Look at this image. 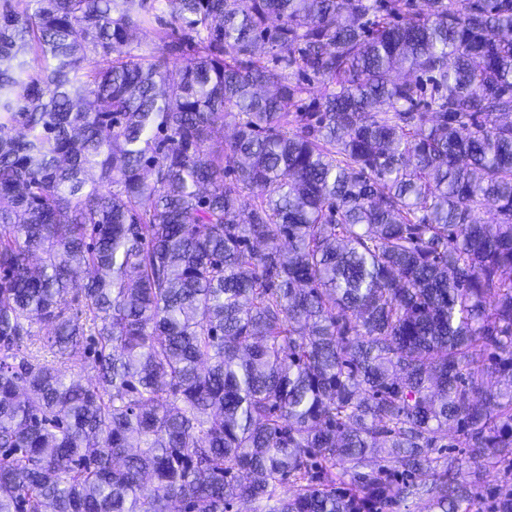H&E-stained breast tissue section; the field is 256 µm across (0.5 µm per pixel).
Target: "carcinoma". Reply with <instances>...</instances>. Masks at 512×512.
Here are the masks:
<instances>
[{"label": "carcinoma", "instance_id": "cac0c4a2", "mask_svg": "<svg viewBox=\"0 0 512 512\" xmlns=\"http://www.w3.org/2000/svg\"><path fill=\"white\" fill-rule=\"evenodd\" d=\"M442 448L512 474V0H0V512H469Z\"/></svg>", "mask_w": 512, "mask_h": 512}]
</instances>
